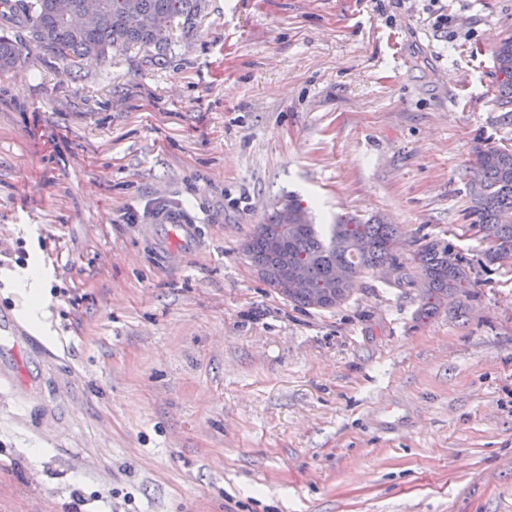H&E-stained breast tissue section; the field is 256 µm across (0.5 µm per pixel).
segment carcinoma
Instances as JSON below:
<instances>
[{
	"instance_id": "cac0c4a2",
	"label": "carcinoma",
	"mask_w": 512,
	"mask_h": 512,
	"mask_svg": "<svg viewBox=\"0 0 512 512\" xmlns=\"http://www.w3.org/2000/svg\"><path fill=\"white\" fill-rule=\"evenodd\" d=\"M57 0H0V18L28 27L40 46L73 62L89 56L103 58L117 46L140 44L162 58L167 51L159 29L142 24L128 11L127 0H103V17L89 28H80L61 19ZM139 11L161 25L177 17L194 18L201 0H137ZM23 45L0 35V69L10 68L20 59ZM493 60L505 92L504 104L512 105V36L502 39L493 50ZM477 168L480 187H471L473 221L467 230L485 244L480 258L471 262L451 241L444 238L424 240L416 250L415 282L422 288L428 310H438L441 299L472 287L480 276L492 272H512V150L485 145L478 149ZM398 237L395 224L380 219L362 222L356 219L313 224L299 205L288 203V222L274 212L264 224L257 225L244 245L251 266L277 294L281 280L290 268L302 271L306 287L285 296L301 308L330 309L341 305L350 295L352 283L340 285L335 271L345 266L356 277L380 266L398 270L394 281L406 277V266L392 248Z\"/></svg>"
}]
</instances>
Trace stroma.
Returning a JSON list of instances; mask_svg holds the SVG:
<instances>
[{
    "instance_id": "1",
    "label": "stroma",
    "mask_w": 512,
    "mask_h": 512,
    "mask_svg": "<svg viewBox=\"0 0 512 512\" xmlns=\"http://www.w3.org/2000/svg\"><path fill=\"white\" fill-rule=\"evenodd\" d=\"M5 32L0 311L37 267L58 357L0 382V512H512V273L429 317L379 268L299 309L244 254L291 199L397 225L407 264L470 223L512 0H203L157 62Z\"/></svg>"
}]
</instances>
